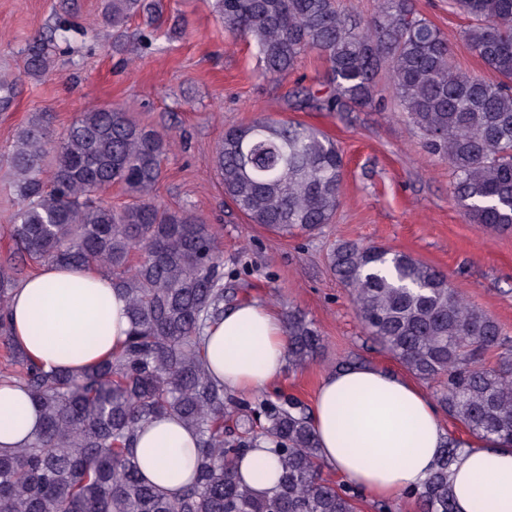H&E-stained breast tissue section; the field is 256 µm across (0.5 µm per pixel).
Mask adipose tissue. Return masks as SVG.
<instances>
[{
    "label": "adipose tissue",
    "mask_w": 512,
    "mask_h": 512,
    "mask_svg": "<svg viewBox=\"0 0 512 512\" xmlns=\"http://www.w3.org/2000/svg\"><path fill=\"white\" fill-rule=\"evenodd\" d=\"M10 309L21 350L53 369L79 372L116 357L130 330L125 297L96 269L43 263L15 289ZM287 357L285 324L267 305L240 303L207 330V368L227 391L269 388ZM312 420L324 465L379 500L420 488L446 443L431 397L366 363L325 376ZM40 424L25 388L0 379V452L29 444ZM195 452L193 432L173 418L146 425L136 444L144 477L171 494L191 483ZM238 470L258 494L279 475L277 458L266 448L253 449ZM449 480L456 512H512V446L493 437L466 439Z\"/></svg>",
    "instance_id": "ef3b65f1"
}]
</instances>
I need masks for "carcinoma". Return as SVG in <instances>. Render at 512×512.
I'll return each mask as SVG.
<instances>
[{
	"instance_id": "1",
	"label": "carcinoma",
	"mask_w": 512,
	"mask_h": 512,
	"mask_svg": "<svg viewBox=\"0 0 512 512\" xmlns=\"http://www.w3.org/2000/svg\"><path fill=\"white\" fill-rule=\"evenodd\" d=\"M468 16L461 32L488 75L452 62L447 36L411 0H381L369 20L337 0H216L224 33L248 40L261 77L283 82L300 59L327 65L323 90L300 86V108L349 112L392 84L409 124L453 169L451 193L473 224L512 228V0H450ZM67 18L31 49L28 74L51 73L48 43L65 40ZM162 0H104L102 21L123 36L139 16L151 23ZM170 149L166 136L117 106L83 113L61 134L37 113L17 132L3 162L17 209L0 234L17 254L0 260V378L22 384L42 428L27 446L0 454V512H357L358 492L321 476L311 414L298 401L239 399L209 375L204 331L224 316V262L215 231L187 209L168 210L155 189ZM215 165L227 197L250 223L293 234L332 223L345 171L336 142L307 124L261 115L224 131ZM114 184L133 202L100 197ZM92 267L126 298L130 336L120 355L79 374L47 370L15 345L8 304L25 262ZM330 267L348 288L367 334L422 380L473 436L512 444V350L500 325L473 306L436 268L412 255L356 241L339 243ZM288 364L318 358L323 336L299 310L288 311ZM499 354L486 368L481 357ZM239 415L224 433V415ZM175 417L197 436L195 477L176 497L148 483L134 458L138 430ZM261 424L260 434L254 426ZM273 446L280 474L257 494L237 464ZM463 445L448 436L435 470L409 493L425 512H454L448 470Z\"/></svg>"
}]
</instances>
